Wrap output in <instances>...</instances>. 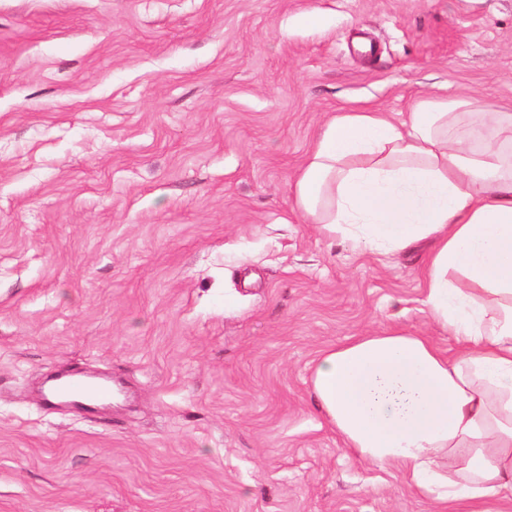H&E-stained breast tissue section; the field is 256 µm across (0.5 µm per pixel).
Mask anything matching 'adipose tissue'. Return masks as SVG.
I'll return each mask as SVG.
<instances>
[{
    "label": "adipose tissue",
    "mask_w": 512,
    "mask_h": 512,
    "mask_svg": "<svg viewBox=\"0 0 512 512\" xmlns=\"http://www.w3.org/2000/svg\"><path fill=\"white\" fill-rule=\"evenodd\" d=\"M292 193L306 223L374 254L432 239L424 304L457 342L450 354L393 332L332 346L311 379L317 408L346 448L398 464L439 512L511 502L512 112L427 96L398 122L336 113Z\"/></svg>",
    "instance_id": "obj_1"
}]
</instances>
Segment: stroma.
<instances>
[{"mask_svg": "<svg viewBox=\"0 0 512 512\" xmlns=\"http://www.w3.org/2000/svg\"><path fill=\"white\" fill-rule=\"evenodd\" d=\"M427 95L512 109V0H0V512H436L310 389L358 336L455 350L433 245L291 191L333 113ZM61 370L125 399L48 403Z\"/></svg>", "mask_w": 512, "mask_h": 512, "instance_id": "obj_1", "label": "stroma"}]
</instances>
